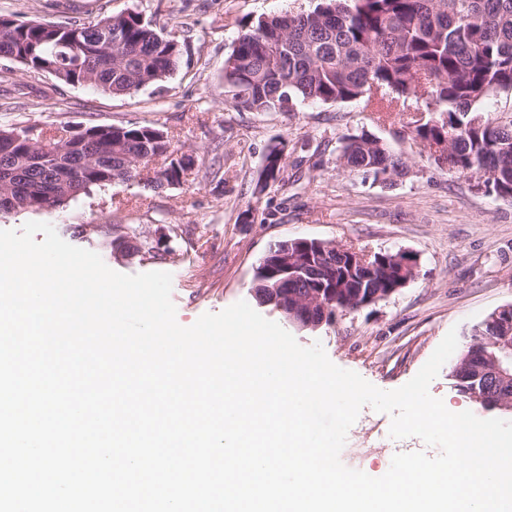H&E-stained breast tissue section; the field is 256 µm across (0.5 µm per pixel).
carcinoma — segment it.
I'll return each instance as SVG.
<instances>
[{
    "instance_id": "obj_1",
    "label": "carcinoma",
    "mask_w": 512,
    "mask_h": 512,
    "mask_svg": "<svg viewBox=\"0 0 512 512\" xmlns=\"http://www.w3.org/2000/svg\"><path fill=\"white\" fill-rule=\"evenodd\" d=\"M181 55L178 37L157 32L138 12L107 15L87 24L21 21L0 14V57L24 71L47 73L69 85H91L112 95L136 93L167 78ZM224 83L237 105L253 112H296L314 103L361 101L389 112L400 99H415L407 122L412 140L427 146L448 141L449 171L480 179L494 173L483 194L512 200V103L490 117L485 99L512 97V0H319L307 12L268 16L238 35L224 61ZM26 130L0 128V187L10 189L8 212L39 211L53 196L59 206L94 188L138 183L160 189L184 182L193 155L180 153L167 134L149 126L90 125L60 156L59 170L35 163L43 149L24 140ZM275 143L254 187L260 195L285 181L286 162ZM167 160L150 170L154 157ZM336 163L383 187L409 171L403 154L362 131L340 138ZM103 244L124 257H154L153 242L112 225ZM391 251L373 253L374 278L365 283L384 298L401 279L388 271ZM255 298L278 308L267 261L254 274ZM318 291L309 279L288 294ZM488 326L471 332L460 363H474L478 348L497 352ZM488 398L512 400V379L483 375Z\"/></svg>"
}]
</instances>
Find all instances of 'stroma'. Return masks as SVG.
Segmentation results:
<instances>
[{
	"instance_id": "35a3bbf8",
	"label": "stroma",
	"mask_w": 512,
	"mask_h": 512,
	"mask_svg": "<svg viewBox=\"0 0 512 512\" xmlns=\"http://www.w3.org/2000/svg\"><path fill=\"white\" fill-rule=\"evenodd\" d=\"M316 0H0V12L19 20L84 23L136 11L157 29L175 32L182 54L163 82L126 96L66 85L46 73L12 70L23 93L0 90V126L66 128L152 126L183 152L211 160L224 156L218 176L150 190L138 184L93 189L61 206L37 212H0V229L30 221L52 224L67 243L99 253L123 274L166 271L172 276L176 319L188 327L203 313L253 302L256 267L287 239H317L368 252L409 251L418 273L396 294L337 317L316 331L289 326L304 347L321 342L338 367L382 390L411 380L449 330L457 351L429 385L448 410L463 406L477 417L512 422V413L482 408L455 386L451 372L471 328L512 304V202L475 193L468 177L431 165L403 125V113L378 118L362 103L309 104L296 112H250L236 107L224 83V60L235 39L265 16L308 11ZM402 152L411 167L398 185L364 181L337 166L341 135L359 131ZM283 141L288 158L304 148L301 169L264 193L253 189L269 145ZM83 224H123L160 239L164 259L125 260L103 252ZM391 417L363 407L347 433L342 463L372 477L384 475L395 454L426 451L417 437L394 439Z\"/></svg>"
}]
</instances>
